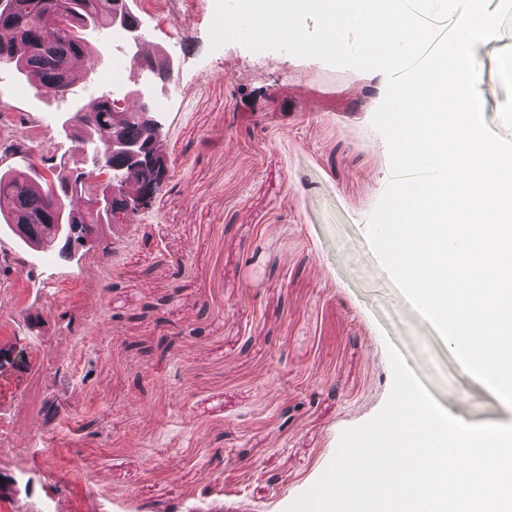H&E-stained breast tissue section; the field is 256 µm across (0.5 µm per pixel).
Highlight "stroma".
Here are the masks:
<instances>
[{
	"instance_id": "obj_1",
	"label": "stroma",
	"mask_w": 512,
	"mask_h": 512,
	"mask_svg": "<svg viewBox=\"0 0 512 512\" xmlns=\"http://www.w3.org/2000/svg\"><path fill=\"white\" fill-rule=\"evenodd\" d=\"M171 76L154 89L169 174L99 245H22L0 225V512H287L393 383L389 347L467 423L512 419L391 282L368 221L392 181L378 71L212 47L215 0H128ZM62 97L0 65L1 169L92 170L62 130L133 89L111 30ZM512 17L476 51L484 118L512 140ZM57 414L46 421L45 405Z\"/></svg>"
}]
</instances>
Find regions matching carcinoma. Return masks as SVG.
Returning <instances> with one entry per match:
<instances>
[{"mask_svg": "<svg viewBox=\"0 0 512 512\" xmlns=\"http://www.w3.org/2000/svg\"><path fill=\"white\" fill-rule=\"evenodd\" d=\"M116 0H5L0 8V31L8 38H0V62L15 65L17 72L28 77L39 74L46 78L42 92L64 96L79 78L73 63L92 56L84 31L89 28L112 27ZM132 111L125 106L112 105V97L103 94L79 109L72 117L74 127L85 132L81 144L92 142L88 131L119 129L130 143L152 139L150 129L131 120ZM135 175L132 184H152L158 179L155 167L142 165L127 170ZM67 177L55 183L34 182L17 172L0 173V218L13 226L24 223L18 238L36 248H46L51 238H42L45 228H57L59 219L67 224H89L99 231L112 223V212L122 210L125 199L112 196L103 212L93 214L91 207L61 213V198L66 196Z\"/></svg>", "mask_w": 512, "mask_h": 512, "instance_id": "obj_1", "label": "carcinoma"}]
</instances>
